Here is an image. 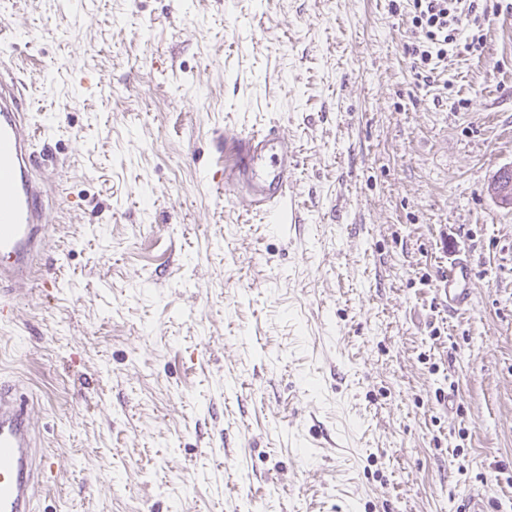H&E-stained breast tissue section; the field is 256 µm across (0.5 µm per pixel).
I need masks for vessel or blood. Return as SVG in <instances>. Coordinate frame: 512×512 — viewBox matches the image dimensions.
<instances>
[{
  "instance_id": "1",
  "label": "vessel or blood",
  "mask_w": 512,
  "mask_h": 512,
  "mask_svg": "<svg viewBox=\"0 0 512 512\" xmlns=\"http://www.w3.org/2000/svg\"><path fill=\"white\" fill-rule=\"evenodd\" d=\"M38 135L17 80L0 77V323L13 316L14 286L35 279L50 229L46 158L36 148ZM296 170L288 138L271 127L248 131L236 140L224 196L243 211L280 222ZM473 277L468 259L440 272L438 292L449 310L470 306ZM49 467L19 387L0 380V512H35Z\"/></svg>"
}]
</instances>
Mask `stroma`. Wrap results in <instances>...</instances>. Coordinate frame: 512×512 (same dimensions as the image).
Segmentation results:
<instances>
[{
  "label": "stroma",
  "mask_w": 512,
  "mask_h": 512,
  "mask_svg": "<svg viewBox=\"0 0 512 512\" xmlns=\"http://www.w3.org/2000/svg\"><path fill=\"white\" fill-rule=\"evenodd\" d=\"M417 80L407 0H0L48 145L37 282L0 324L37 512H512V0ZM275 126L284 221L224 138ZM474 256L449 313L444 243ZM296 170V151L288 138L273 127L250 130L236 140L224 196L243 211L279 224ZM508 168L501 169L496 173L487 188L496 203L505 209L512 208V179L510 180L504 175ZM474 267L470 259H457L440 272L437 291L444 298L448 311H458L471 305Z\"/></svg>",
  "instance_id": "stroma-1"
}]
</instances>
